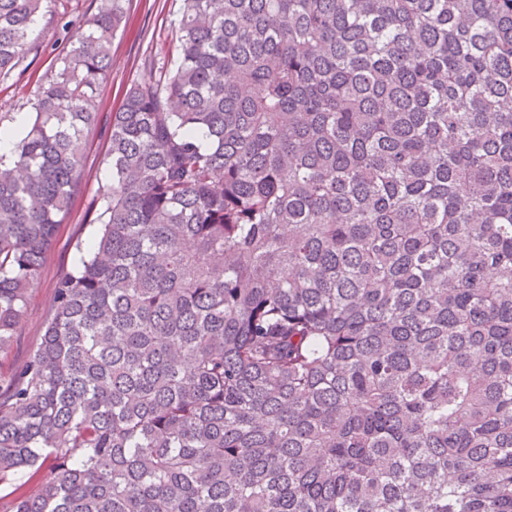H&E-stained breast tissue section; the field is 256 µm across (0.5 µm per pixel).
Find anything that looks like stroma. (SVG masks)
I'll return each mask as SVG.
<instances>
[{"instance_id": "stroma-1", "label": "stroma", "mask_w": 512, "mask_h": 512, "mask_svg": "<svg viewBox=\"0 0 512 512\" xmlns=\"http://www.w3.org/2000/svg\"><path fill=\"white\" fill-rule=\"evenodd\" d=\"M180 0H129L126 19L112 40V69L98 90L99 122L82 140L83 177L73 207L61 224L48 252L37 284L32 288L12 346L0 352V373L21 365L41 341L45 317L60 276L78 261L94 241L95 207L109 184L107 165L111 116L125 91L140 81L151 65L172 52V33ZM95 0H56L52 14L41 24V34L14 73L0 81V115L29 112L39 80L49 75L56 61L70 48L80 19L94 12Z\"/></svg>"}]
</instances>
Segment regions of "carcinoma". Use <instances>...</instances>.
Returning a JSON list of instances; mask_svg holds the SVG:
<instances>
[{"label": "carcinoma", "instance_id": "1", "mask_svg": "<svg viewBox=\"0 0 512 512\" xmlns=\"http://www.w3.org/2000/svg\"><path fill=\"white\" fill-rule=\"evenodd\" d=\"M54 0H0V78ZM0 154V352L127 0ZM98 234L0 380V512H512V0H180Z\"/></svg>", "mask_w": 512, "mask_h": 512}]
</instances>
